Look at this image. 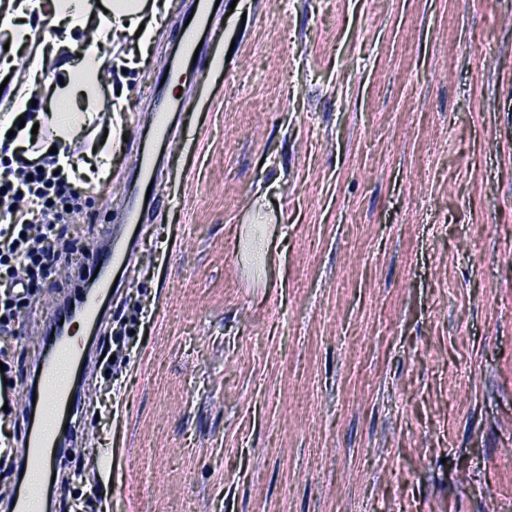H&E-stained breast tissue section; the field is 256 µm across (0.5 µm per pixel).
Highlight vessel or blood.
<instances>
[{
  "label": "vessel or blood",
  "instance_id": "vessel-or-blood-1",
  "mask_svg": "<svg viewBox=\"0 0 512 512\" xmlns=\"http://www.w3.org/2000/svg\"><path fill=\"white\" fill-rule=\"evenodd\" d=\"M177 31L179 53L162 75L167 93L151 95V138L136 147L135 160L128 176L141 191L140 197L125 198L118 210L122 215L119 230L100 226L99 250L91 253L79 275L80 285L56 299L48 312V324L61 327L59 336L44 342L32 363L38 382L20 395L23 406V436L18 456L29 469L39 470V483H28L14 490L8 512H46L45 490L53 478L62 477L64 445H79L84 434L80 419L82 394L72 389L69 377L90 375L97 363L95 349L80 348L73 336L78 326L103 329L113 287H125L133 267L140 228L147 220V206L156 205V187L164 167L159 151H170L176 138L173 117L184 109L190 90L188 75L203 78L205 62L211 53L203 34L219 35L215 0H190L181 13Z\"/></svg>",
  "mask_w": 512,
  "mask_h": 512
}]
</instances>
